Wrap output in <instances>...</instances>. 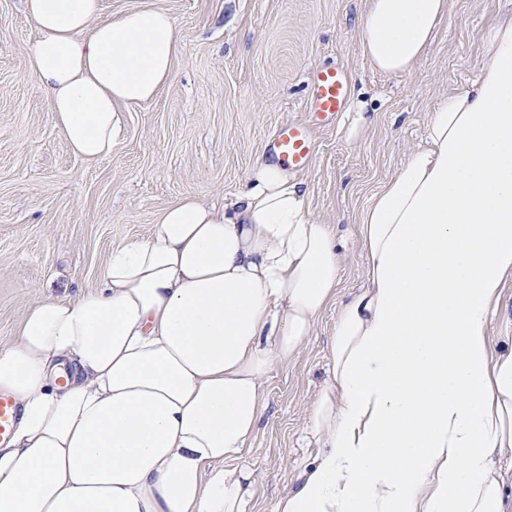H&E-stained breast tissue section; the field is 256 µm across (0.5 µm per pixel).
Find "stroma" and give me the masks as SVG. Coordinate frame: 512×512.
<instances>
[{
    "mask_svg": "<svg viewBox=\"0 0 512 512\" xmlns=\"http://www.w3.org/2000/svg\"><path fill=\"white\" fill-rule=\"evenodd\" d=\"M109 18L143 5L168 10L179 54L152 101L125 107L110 157L73 155L45 94L27 75L37 30L21 0H0V343L40 298L74 300L98 284L113 247L150 236L161 211L192 195L233 201L282 123L304 119L307 75L337 64L351 100L375 113L356 139L345 121L315 133V159L299 172L314 220L347 241L337 304L365 281L356 217L418 145L429 112L463 88L482 63L481 45L503 0H448L423 58L407 73L376 71L362 53L367 0H101ZM335 307L291 364L266 381L267 409L249 448L256 468L251 512H271L308 458L306 411L327 379Z\"/></svg>",
    "mask_w": 512,
    "mask_h": 512,
    "instance_id": "1",
    "label": "stroma"
}]
</instances>
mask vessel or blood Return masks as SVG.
Here are the masks:
<instances>
[{"instance_id": "vessel-or-blood-1", "label": "vessel or blood", "mask_w": 512, "mask_h": 512, "mask_svg": "<svg viewBox=\"0 0 512 512\" xmlns=\"http://www.w3.org/2000/svg\"><path fill=\"white\" fill-rule=\"evenodd\" d=\"M349 97L350 81L343 68L324 65L314 69L308 80L306 120L278 126L266 144L267 153L290 170H308L315 157V129L334 126ZM18 414L15 400L0 393V443L9 438Z\"/></svg>"}]
</instances>
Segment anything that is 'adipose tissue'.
Segmentation results:
<instances>
[{
  "label": "adipose tissue",
  "instance_id": "adipose-tissue-1",
  "mask_svg": "<svg viewBox=\"0 0 512 512\" xmlns=\"http://www.w3.org/2000/svg\"><path fill=\"white\" fill-rule=\"evenodd\" d=\"M27 73L70 151L112 154L122 107L172 76V15L101 0H21ZM448 0H368L362 52L396 75ZM484 61L357 216L365 284L337 303L341 242L307 191L260 163L231 203L187 196L110 254L94 292L39 299L0 345L19 416L0 444V512H250L245 458L271 369L338 304L316 453L273 512H512V7Z\"/></svg>",
  "mask_w": 512,
  "mask_h": 512
}]
</instances>
